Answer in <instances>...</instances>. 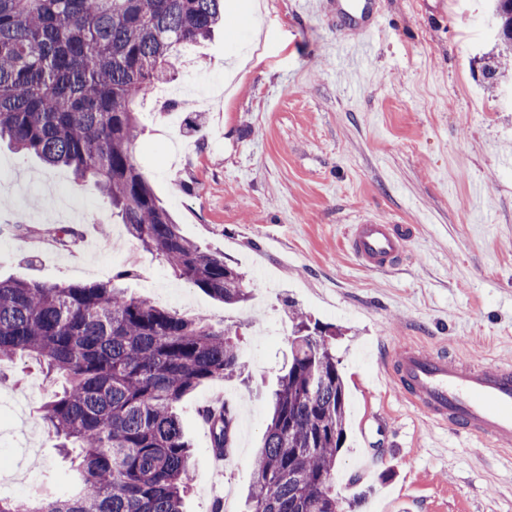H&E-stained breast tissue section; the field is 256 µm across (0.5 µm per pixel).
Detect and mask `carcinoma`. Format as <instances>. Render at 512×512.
Listing matches in <instances>:
<instances>
[{
  "instance_id": "1",
  "label": "carcinoma",
  "mask_w": 512,
  "mask_h": 512,
  "mask_svg": "<svg viewBox=\"0 0 512 512\" xmlns=\"http://www.w3.org/2000/svg\"><path fill=\"white\" fill-rule=\"evenodd\" d=\"M501 5L500 42L512 49V0ZM224 0H0V141L90 180L112 218L174 275L227 305L256 286L181 233L138 167L134 105L169 80L181 49L209 39ZM39 232L67 245L72 225ZM44 284L0 279V366L30 357L64 385L41 406L53 447L68 459L70 489L47 470L23 500L0 512H183L189 444L177 411L199 385L244 369L237 330L217 328L127 294L118 281ZM291 357L272 393L255 453L247 512H345L318 479L336 480L347 398L335 333L293 312ZM218 453L233 447L236 411L201 410Z\"/></svg>"
}]
</instances>
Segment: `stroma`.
<instances>
[{
  "instance_id": "35a3bbf8",
  "label": "stroma",
  "mask_w": 512,
  "mask_h": 512,
  "mask_svg": "<svg viewBox=\"0 0 512 512\" xmlns=\"http://www.w3.org/2000/svg\"><path fill=\"white\" fill-rule=\"evenodd\" d=\"M263 2L261 45L240 21L244 0H227L215 37L182 53L173 82L223 76L228 54L252 53L236 90L198 127L194 109L138 105L136 159L187 238L267 287L227 306L176 279L113 223L92 184L5 144L0 277L91 283L133 267L135 295L237 328L242 376L202 384L178 406L191 443L184 512H211L222 494L197 414L219 390L239 416L257 410L224 464L242 512L295 309L338 333L351 415L336 489L351 512H512V453L433 424L376 381L384 346L406 339L487 369L512 362V53H499L489 2L379 0L380 27L355 66L299 0ZM64 208L84 218L74 246L8 230L20 214L60 224ZM367 218L413 229L390 269L367 270L347 249ZM53 389L27 360L0 369V459L23 476L2 495L24 497L44 470L68 467L38 413Z\"/></svg>"
}]
</instances>
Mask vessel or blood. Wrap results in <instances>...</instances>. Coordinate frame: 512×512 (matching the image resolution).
I'll list each match as a JSON object with an SVG mask.
<instances>
[{
    "instance_id": "b4317fda",
    "label": "vessel or blood",
    "mask_w": 512,
    "mask_h": 512,
    "mask_svg": "<svg viewBox=\"0 0 512 512\" xmlns=\"http://www.w3.org/2000/svg\"><path fill=\"white\" fill-rule=\"evenodd\" d=\"M377 13V0H336L330 20L363 37ZM410 234L406 225L367 221L353 225L347 246L365 267L382 270L400 260ZM381 361L385 378L434 424L475 438L493 451L512 446L511 363L488 370L467 357L409 341L400 342L396 354H382Z\"/></svg>"
}]
</instances>
